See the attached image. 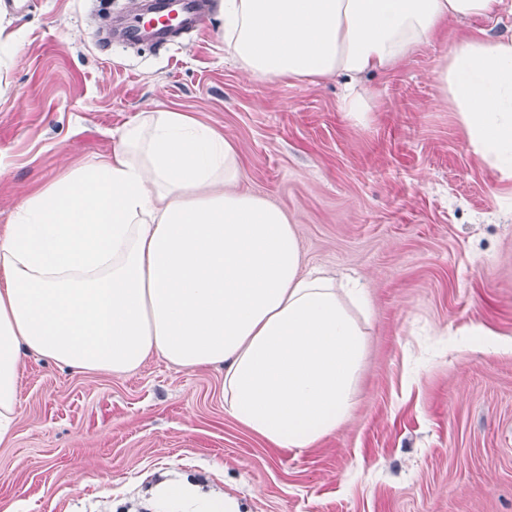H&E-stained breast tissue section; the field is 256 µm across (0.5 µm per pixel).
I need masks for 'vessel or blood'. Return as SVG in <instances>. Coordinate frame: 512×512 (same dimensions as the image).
Here are the masks:
<instances>
[{
  "label": "vessel or blood",
  "mask_w": 512,
  "mask_h": 512,
  "mask_svg": "<svg viewBox=\"0 0 512 512\" xmlns=\"http://www.w3.org/2000/svg\"><path fill=\"white\" fill-rule=\"evenodd\" d=\"M207 6L208 0H157L151 16L141 21H132L123 39L135 44L150 36L163 42L175 33L194 30Z\"/></svg>",
  "instance_id": "obj_1"
}]
</instances>
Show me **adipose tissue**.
<instances>
[{"label": "adipose tissue", "instance_id": "ef3b65f1", "mask_svg": "<svg viewBox=\"0 0 512 512\" xmlns=\"http://www.w3.org/2000/svg\"><path fill=\"white\" fill-rule=\"evenodd\" d=\"M503 0H224V51L251 79L344 80L341 111L375 108L367 75L432 46ZM473 152L512 182V35L477 29L434 72ZM241 153L181 112H143L111 153L20 200L0 232V440L35 355L122 375L152 355L224 369V411L280 448H309L351 407L365 349L362 289L302 272L297 220L237 191ZM158 512H241L179 480Z\"/></svg>", "mask_w": 512, "mask_h": 512}]
</instances>
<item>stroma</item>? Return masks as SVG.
Returning a JSON list of instances; mask_svg holds the SVG:
<instances>
[{"label":"stroma","mask_w":512,"mask_h":512,"mask_svg":"<svg viewBox=\"0 0 512 512\" xmlns=\"http://www.w3.org/2000/svg\"><path fill=\"white\" fill-rule=\"evenodd\" d=\"M131 2L0 0L18 48L0 60V229L139 113L223 132L242 189L297 218L304 269L366 293L351 411L313 447L276 448L225 413L223 368L154 355L114 376L30 356L0 443V512H114L175 474L244 512H512V186L436 102L457 24L368 78L376 107L357 127L337 80L254 81L226 60L221 0L160 47L112 35ZM475 323L487 336L468 335Z\"/></svg>","instance_id":"35a3bbf8"}]
</instances>
